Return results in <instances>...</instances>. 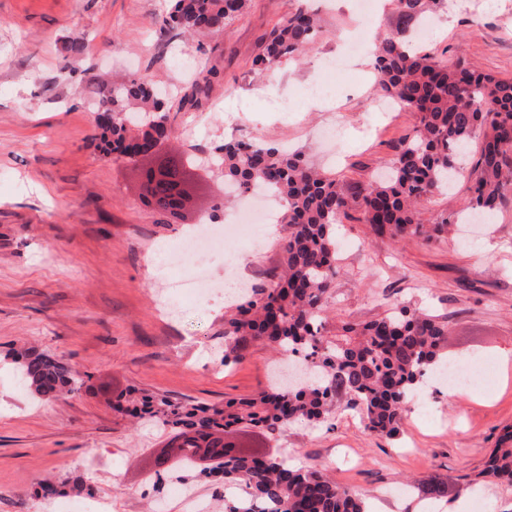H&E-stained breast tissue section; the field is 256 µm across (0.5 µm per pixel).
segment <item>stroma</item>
I'll return each mask as SVG.
<instances>
[{
    "instance_id": "obj_1",
    "label": "stroma",
    "mask_w": 512,
    "mask_h": 512,
    "mask_svg": "<svg viewBox=\"0 0 512 512\" xmlns=\"http://www.w3.org/2000/svg\"><path fill=\"white\" fill-rule=\"evenodd\" d=\"M470 2L442 10L430 52L442 64L461 60L512 78V0L492 11ZM298 5L249 0L224 36L188 37L160 32L166 0H0V512H56L57 501L76 499L104 500L107 512H181L179 481H156L157 455L174 429L148 414L116 412L113 400L151 394L220 405L268 386L275 356L269 346L254 345L241 363H222L224 297L164 308L167 290L153 263L158 245L175 243L224 196L223 175L193 162L186 138L199 134L208 147L238 138L301 148L353 191L387 167L417 125L406 109L376 110L370 58L345 69L323 65L343 51L339 34L356 26L358 0H308L323 36L301 60L251 70L264 36ZM78 32L84 47L68 50ZM185 59L199 69L183 78ZM64 68L73 71V83L59 82ZM136 73L190 97L173 106L175 134L165 146L192 162L205 188L201 209L188 220L169 222L145 204L137 168L97 147L98 115L87 111V99ZM320 83L336 89L329 105L303 102V89ZM275 96L294 101V111H266L265 100ZM337 124L346 140L339 153L326 136ZM467 186L459 178L424 202L421 223L467 214ZM255 234L261 245L244 237L234 244L238 273L247 284L265 285L280 267L286 227ZM336 238L339 273L324 335L404 302L447 317L449 359L503 361L507 370L494 387L454 398L430 383L408 401L404 430L392 440L375 439L340 403L325 424L296 423L284 433L240 425L234 442L316 466L363 497L370 512H458L475 493L487 497L491 512H512V486L480 477L503 427L512 426V205L437 242L376 236L354 210ZM21 348L80 371L81 390L34 400L15 373ZM89 473L95 483L86 482ZM431 474L450 487L433 505L406 488ZM58 476L68 485L42 496L40 482Z\"/></svg>"
}]
</instances>
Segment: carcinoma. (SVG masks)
I'll return each mask as SVG.
<instances>
[{
    "label": "carcinoma",
    "instance_id": "carcinoma-1",
    "mask_svg": "<svg viewBox=\"0 0 512 512\" xmlns=\"http://www.w3.org/2000/svg\"><path fill=\"white\" fill-rule=\"evenodd\" d=\"M404 27L380 39L372 54L377 86L415 113V136L402 143L388 180L369 183L350 194L336 176L316 167L302 150L263 142L226 139L213 145L221 155L224 181L238 188L260 185L282 203L281 223L288 226L282 244V270L268 286L250 289L224 320V365L243 361L258 342L279 353L302 357L304 383L274 385L253 397L191 407L163 397H144V412L177 428L175 445L180 468L190 471L200 452L210 454L217 478L214 493L224 499V512H365L364 502L331 481L315 466L296 468L277 455L259 456L233 448L224 438L236 425L263 426L284 432L298 422L323 423L335 402L357 411L365 428L392 439L404 426L408 398L428 374L448 361L443 349L448 324L442 317L409 305H397L374 321L343 323L336 336L321 334L329 290L338 273L336 224L352 207L378 235L421 236L430 242L447 232L451 217L432 228L419 222L418 208L464 170L468 146L482 137L480 157L469 174L470 204L490 217L512 199V79L477 72L459 60L438 63L412 31L443 0H396ZM248 0H168L160 29L183 34H216L246 9ZM321 32L317 14L299 7L269 32L252 70L268 72L304 51ZM99 115V147L107 156L131 159L161 146L172 133L170 105L153 82L133 75L106 91ZM175 161L168 179L155 183V208L168 210V185L185 174ZM23 384L38 399L81 389L79 373L47 353L15 357ZM482 476L512 485V427L503 430ZM432 499L448 496V481L437 476L419 480Z\"/></svg>",
    "mask_w": 512,
    "mask_h": 512
}]
</instances>
